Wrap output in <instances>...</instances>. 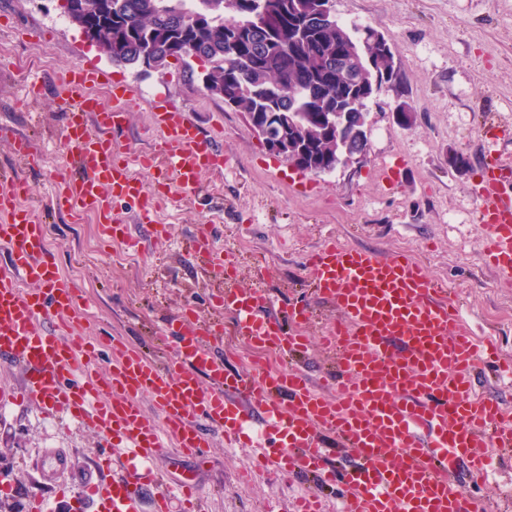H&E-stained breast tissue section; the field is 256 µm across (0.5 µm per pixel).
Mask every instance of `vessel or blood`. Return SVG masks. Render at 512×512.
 Segmentation results:
<instances>
[{"instance_id":"vessel-or-blood-1","label":"vessel or blood","mask_w":512,"mask_h":512,"mask_svg":"<svg viewBox=\"0 0 512 512\" xmlns=\"http://www.w3.org/2000/svg\"><path fill=\"white\" fill-rule=\"evenodd\" d=\"M105 77L97 66L77 64L59 79L71 175L57 184L51 206L74 215L91 211L105 238L136 248L141 241L128 234L115 201L137 203L139 223H151L171 182L197 189L201 173H222L226 161L216 140L171 102L153 109L161 134L155 146L132 162L119 156L109 134L124 125L129 90L113 87L111 108L101 107L90 89ZM146 175L161 177L158 193H145ZM23 188L20 172L0 174V246L9 254L0 267V363L18 365L24 377L22 393L1 391L0 405L29 398L47 415H69L127 450L124 476L89 488L97 512H138L158 449L169 442L199 457L212 433L255 448L259 460L284 473L323 485L343 479V512H479L455 474L483 477L488 448L511 454L512 417L499 398L477 391L474 374L491 362L512 382V359L479 344L463 322L461 300L421 262L331 238L303 263L310 301L277 307L260 289L233 287L237 267L213 252L207 228H199L187 250L229 283L214 296V317L171 321L168 333L180 342L163 366L113 345L104 379L84 324L83 290L62 276L46 250V225L18 205ZM477 198L483 261L512 287V161L491 152L483 157ZM318 302L343 314L321 332L323 350L336 361L331 395L299 370L235 373L211 352L209 340L226 312L233 334L247 345L306 352L304 327ZM203 376L209 389L200 387ZM146 397L156 418L144 412ZM331 439L351 457L344 472L330 461ZM197 488L194 479L180 480L174 493L159 495L155 512H169L174 495L182 512H199Z\"/></svg>"}]
</instances>
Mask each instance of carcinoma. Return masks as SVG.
I'll return each instance as SVG.
<instances>
[{
	"instance_id": "1",
	"label": "carcinoma",
	"mask_w": 512,
	"mask_h": 512,
	"mask_svg": "<svg viewBox=\"0 0 512 512\" xmlns=\"http://www.w3.org/2000/svg\"><path fill=\"white\" fill-rule=\"evenodd\" d=\"M90 5L85 22L104 32L103 53L117 65L164 66L173 54L190 57L192 46L203 61L204 88L212 95H230L225 103L241 112H255L266 122L269 112H298L311 133L322 112H342L348 100L359 101L347 121L360 127L368 116L373 88L336 81V58L330 56L332 33L347 34L367 54L379 51L366 34L370 25L352 27L314 11L313 0H240L236 24L222 10L212 12L207 26L191 25L208 0H70Z\"/></svg>"
}]
</instances>
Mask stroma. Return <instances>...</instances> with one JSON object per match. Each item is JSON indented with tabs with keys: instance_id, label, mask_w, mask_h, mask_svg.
Masks as SVG:
<instances>
[{
	"instance_id": "stroma-1",
	"label": "stroma",
	"mask_w": 512,
	"mask_h": 512,
	"mask_svg": "<svg viewBox=\"0 0 512 512\" xmlns=\"http://www.w3.org/2000/svg\"><path fill=\"white\" fill-rule=\"evenodd\" d=\"M333 9L346 24L371 25L393 40L401 84L382 88L369 104L365 160L313 175L273 159L242 112L204 91L200 62L173 59L147 71L116 66L78 28L60 22L59 0H0V44L11 49L0 57V129L30 135L39 155L20 165L10 140L0 138V170H22L26 203L48 226L53 258L83 286L87 328L103 352L100 375L108 373L113 340L163 363L172 350L156 345L155 335L186 308L212 316L213 296L225 283L184 249L202 224L216 251L237 264L235 287H258L284 302L306 298L303 257L329 232L380 256H423L432 279L458 290L477 339L512 354V292L482 263L474 192L480 153L512 159V0H334ZM36 30L46 42L31 39ZM79 63L98 64L130 90L126 123L113 137L119 153L153 147L152 109L161 98L182 106L223 144L227 158L223 175L202 173L198 190L177 189L162 202L154 217L165 228L161 235L136 222L135 204L115 202L131 235L144 240L120 265L112 260L114 243L99 237L94 223L49 204L55 183L68 174L57 81ZM36 74L45 91L32 102L24 86ZM402 102L415 117L407 127L392 116ZM455 154L469 168L451 166ZM397 159L404 169L392 185L383 168ZM106 456L120 467V453L90 428L45 418L32 401L7 405L0 409V477L12 490L0 493V512H30L37 501L47 512H96L86 482ZM149 466L171 484L195 478L204 512H291L306 489L275 466L256 467L253 449L228 448L218 438L203 459L166 446Z\"/></svg>"
}]
</instances>
